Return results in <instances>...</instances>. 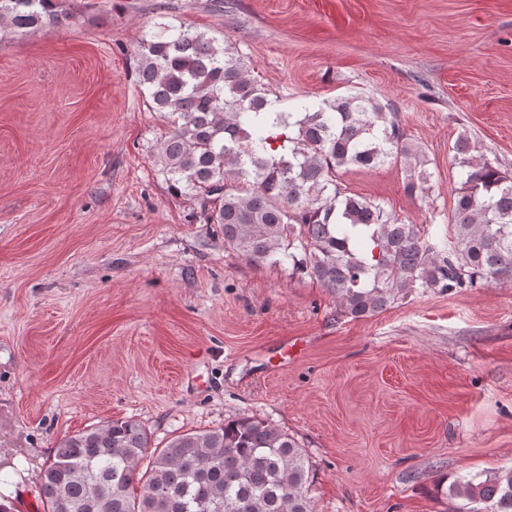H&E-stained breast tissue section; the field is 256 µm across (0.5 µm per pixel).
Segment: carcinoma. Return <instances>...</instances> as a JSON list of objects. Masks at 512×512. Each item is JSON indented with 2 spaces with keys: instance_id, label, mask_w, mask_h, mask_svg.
I'll return each mask as SVG.
<instances>
[{
  "instance_id": "carcinoma-1",
  "label": "carcinoma",
  "mask_w": 512,
  "mask_h": 512,
  "mask_svg": "<svg viewBox=\"0 0 512 512\" xmlns=\"http://www.w3.org/2000/svg\"><path fill=\"white\" fill-rule=\"evenodd\" d=\"M74 18L73 0H0V20L20 34ZM135 61L168 125L157 166L246 264L288 263L352 318L415 288L512 284V174L475 155L469 137L452 147L460 188L438 245L338 183L343 168L399 163L407 194L431 190L428 160L390 105L349 92L271 112L237 48L186 25L144 33ZM311 483L305 450L262 419L183 432L153 450L146 427L126 417L59 442L38 497L43 512H312ZM448 492L472 504L468 512H512V468L463 476Z\"/></svg>"
}]
</instances>
